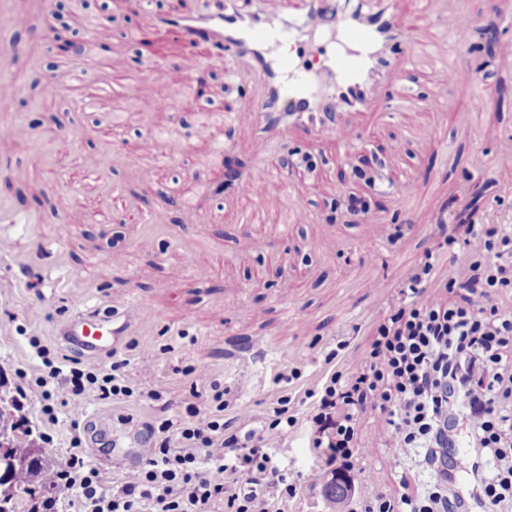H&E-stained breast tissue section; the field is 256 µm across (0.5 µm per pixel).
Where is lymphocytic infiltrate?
Instances as JSON below:
<instances>
[{"label": "lymphocytic infiltrate", "mask_w": 512, "mask_h": 512, "mask_svg": "<svg viewBox=\"0 0 512 512\" xmlns=\"http://www.w3.org/2000/svg\"><path fill=\"white\" fill-rule=\"evenodd\" d=\"M468 271L449 278L452 304L423 299L438 259L427 255L376 327L373 348L355 372L327 375L306 391L307 446L326 466L346 475L368 449L359 447L358 417L378 414L375 436L401 454L417 455L433 482L422 499L376 495L364 512H512V307L497 295L512 290V224L469 226ZM43 370L31 388L43 405L25 437L50 440L65 409L69 446L65 468L45 486L43 512H286L297 486L274 448L297 424L289 400L265 409L261 428L243 430L235 397L211 380L200 402L162 400L139 390L127 374L129 358L106 364L69 356L31 338ZM118 405L119 425L138 431L150 448L136 472L119 485L88 458L82 402ZM159 403L157 416L125 410L130 401ZM465 425L478 465L459 492L449 431ZM65 488L66 498L54 491Z\"/></svg>", "instance_id": "lymphocytic-infiltrate-1"}]
</instances>
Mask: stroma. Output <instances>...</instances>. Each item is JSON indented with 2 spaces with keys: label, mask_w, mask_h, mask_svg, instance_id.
Here are the masks:
<instances>
[{
  "label": "stroma",
  "mask_w": 512,
  "mask_h": 512,
  "mask_svg": "<svg viewBox=\"0 0 512 512\" xmlns=\"http://www.w3.org/2000/svg\"><path fill=\"white\" fill-rule=\"evenodd\" d=\"M459 3L477 30L496 31L497 52L512 46V0H433V9ZM10 9L0 50L11 52L10 74L26 79L28 92L0 112V125L25 124L30 132L25 139L0 136V201L34 221L0 228L8 241L0 251V373L8 378L0 394H13L16 369L36 366L30 337L61 349L55 327L76 306L134 301L147 309L128 334L141 352L130 370L143 390L189 402L205 389L203 372L231 387L245 428L260 427L267 404L282 395L291 396L301 418L306 390L331 372L359 367L426 252L444 259L424 296L450 301L445 284L464 275L468 261L465 252H449L442 226H460L473 202L475 223L512 224V67H497L486 82L491 96L477 104L471 50L439 64L418 54L403 73L418 105L389 118L397 85H381L372 111L348 116L360 146L318 143L291 128L269 148L250 132L258 87L235 67L206 69L211 44H167L157 61L171 83L111 89L108 107H82L72 92L43 93V79L65 72L77 86L98 79L93 68L58 57L51 8L11 0ZM65 10L87 37L88 57L109 43L113 71L129 72L141 48L127 33L144 23L145 12L120 2L107 22L81 0H67ZM445 65L462 69L455 84L440 77ZM185 75L202 99L232 106L234 125L217 113L207 135L185 132L184 123L196 128L201 120V99L183 96ZM146 99L170 108L154 115L143 110ZM435 99L439 109H427ZM172 137L183 150L167 162ZM269 149L282 163L295 152L313 154L317 167L289 168L283 184L238 189ZM219 177L223 193L202 201L206 221L188 223L181 187H206ZM353 196L369 201L368 216L349 210ZM287 366L299 368L300 379L276 382ZM376 417L369 406L359 417V438L371 453L361 472L346 478L356 499L333 497L337 479L309 455L304 428L289 432L277 450L297 484L288 512H361L365 496L418 494L410 459L376 443Z\"/></svg>",
  "instance_id": "obj_1"
}]
</instances>
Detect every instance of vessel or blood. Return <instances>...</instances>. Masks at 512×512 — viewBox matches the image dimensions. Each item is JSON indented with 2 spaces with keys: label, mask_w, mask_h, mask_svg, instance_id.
Masks as SVG:
<instances>
[{
  "label": "vessel or blood",
  "mask_w": 512,
  "mask_h": 512,
  "mask_svg": "<svg viewBox=\"0 0 512 512\" xmlns=\"http://www.w3.org/2000/svg\"><path fill=\"white\" fill-rule=\"evenodd\" d=\"M201 10L149 13L136 38L153 34L157 47L171 40L195 43L206 35L213 52L206 67L223 71L226 59L256 76L262 97L253 129L260 139L281 134L296 123L315 139L333 138L355 147L358 138L346 115L368 110L380 84L409 64L416 48L409 26L390 8H373L372 0H345L342 8L327 0H299L294 12H269L262 0L243 9L238 0H205ZM441 35L428 43L435 56L464 49L471 38L466 10L433 18ZM291 42L311 53L309 69L284 57L279 47ZM144 313L135 302L120 309L84 308L63 322L57 336L67 347L95 357L119 350L128 330Z\"/></svg>",
  "instance_id": "obj_1"
}]
</instances>
